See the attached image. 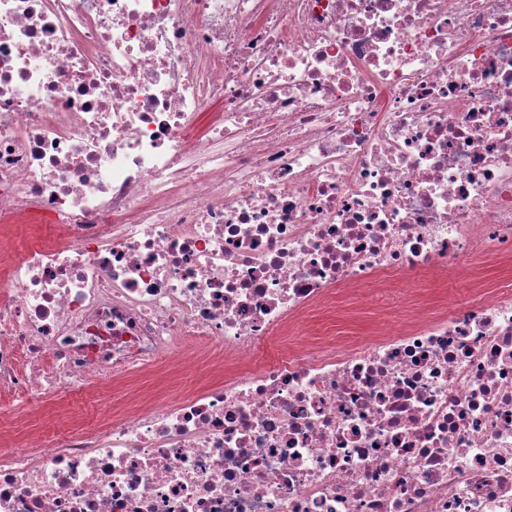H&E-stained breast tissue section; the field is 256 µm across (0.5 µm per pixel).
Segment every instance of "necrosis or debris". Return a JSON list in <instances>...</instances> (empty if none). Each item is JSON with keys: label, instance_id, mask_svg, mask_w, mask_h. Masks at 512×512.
<instances>
[{"label": "necrosis or debris", "instance_id": "necrosis-or-debris-1", "mask_svg": "<svg viewBox=\"0 0 512 512\" xmlns=\"http://www.w3.org/2000/svg\"><path fill=\"white\" fill-rule=\"evenodd\" d=\"M512 0H0V512H512ZM408 309L293 342L335 293ZM505 266L497 265L481 255H475L462 261L456 268L448 270L444 280H428L420 286L423 288V301L425 304H448L457 299L466 298L468 282L474 273L482 277L487 287L496 286L508 278H503L507 270ZM212 378L224 379V369L222 372L210 360H198L180 370L162 368L146 376L112 383L100 392L91 389L73 394L64 405L57 403L47 406L33 418H28L30 412L27 405L18 404L3 416V420L15 432H23L31 425L54 431L74 424H89L105 407L112 405L113 409L129 406L144 396L178 398Z\"/></svg>", "mask_w": 512, "mask_h": 512}]
</instances>
